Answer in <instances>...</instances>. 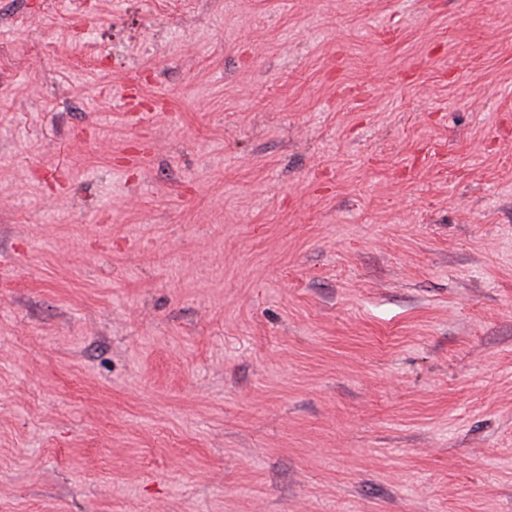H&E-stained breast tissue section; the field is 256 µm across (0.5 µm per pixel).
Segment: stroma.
Returning <instances> with one entry per match:
<instances>
[{
	"label": "stroma",
	"mask_w": 512,
	"mask_h": 512,
	"mask_svg": "<svg viewBox=\"0 0 512 512\" xmlns=\"http://www.w3.org/2000/svg\"><path fill=\"white\" fill-rule=\"evenodd\" d=\"M0 512H512V0H0Z\"/></svg>",
	"instance_id": "stroma-1"
}]
</instances>
